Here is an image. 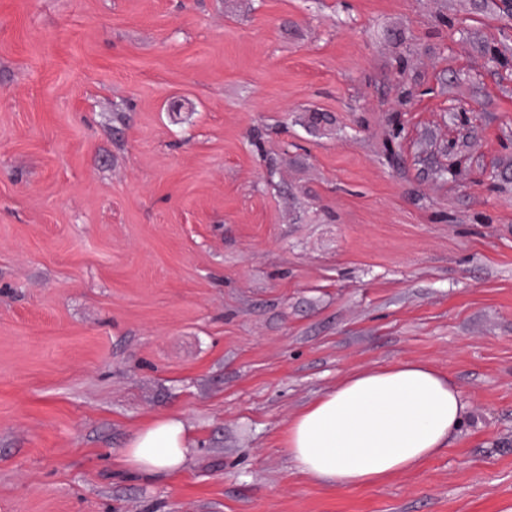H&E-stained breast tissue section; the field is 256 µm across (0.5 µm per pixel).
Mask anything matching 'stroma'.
<instances>
[{
	"instance_id": "1",
	"label": "stroma",
	"mask_w": 512,
	"mask_h": 512,
	"mask_svg": "<svg viewBox=\"0 0 512 512\" xmlns=\"http://www.w3.org/2000/svg\"><path fill=\"white\" fill-rule=\"evenodd\" d=\"M406 360L448 447L298 472ZM172 412L188 468L122 473ZM0 512H512L507 0H0ZM466 414L460 392L428 364L355 372L288 424V458L321 483L372 486L446 448Z\"/></svg>"
}]
</instances>
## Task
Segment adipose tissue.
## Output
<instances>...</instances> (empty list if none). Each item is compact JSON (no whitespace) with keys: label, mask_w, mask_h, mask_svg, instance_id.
I'll use <instances>...</instances> for the list:
<instances>
[{"label":"adipose tissue","mask_w":512,"mask_h":512,"mask_svg":"<svg viewBox=\"0 0 512 512\" xmlns=\"http://www.w3.org/2000/svg\"><path fill=\"white\" fill-rule=\"evenodd\" d=\"M467 414L460 392L428 364L402 361L353 373L288 425L294 467L319 482L358 489L418 469L446 448ZM194 436L168 414L134 431L117 465L145 481L185 471Z\"/></svg>","instance_id":"1"}]
</instances>
